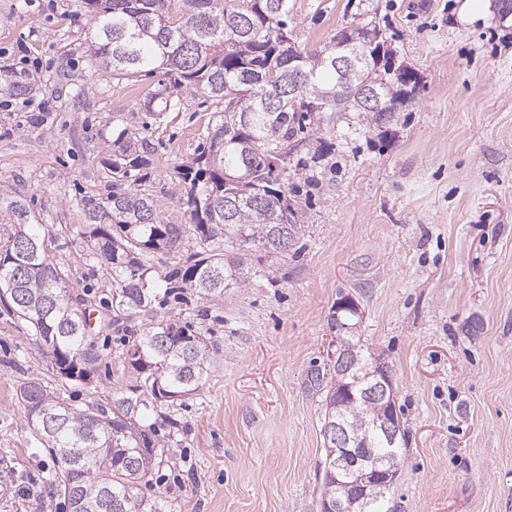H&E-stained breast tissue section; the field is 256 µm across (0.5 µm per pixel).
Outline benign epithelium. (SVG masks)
Wrapping results in <instances>:
<instances>
[{
	"label": "benign epithelium",
	"mask_w": 512,
	"mask_h": 512,
	"mask_svg": "<svg viewBox=\"0 0 512 512\" xmlns=\"http://www.w3.org/2000/svg\"><path fill=\"white\" fill-rule=\"evenodd\" d=\"M356 325L336 319V352L333 361L336 367L337 387L347 397L346 404L354 406L358 398L354 394L355 384L347 382L348 374L359 363L357 346L347 340ZM371 382L362 390L364 404L375 407L374 428L390 446H395L404 437V428L396 412L392 370L381 357L372 358L365 368ZM327 439L331 441L336 459L334 484L336 495L323 502L322 512H364L367 504L383 498L395 485L399 465L395 458L374 457L368 436L348 430L345 422L336 420L326 427Z\"/></svg>",
	"instance_id": "1"
}]
</instances>
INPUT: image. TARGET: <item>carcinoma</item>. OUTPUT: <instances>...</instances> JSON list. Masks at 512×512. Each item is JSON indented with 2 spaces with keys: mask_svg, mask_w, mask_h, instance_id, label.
Segmentation results:
<instances>
[{
  "mask_svg": "<svg viewBox=\"0 0 512 512\" xmlns=\"http://www.w3.org/2000/svg\"><path fill=\"white\" fill-rule=\"evenodd\" d=\"M87 52L94 68L117 78L159 71L162 89L145 103L160 121L179 112L183 96L213 108L206 140L192 160L173 167L185 185L183 224L160 211L145 170L155 149L137 133L113 141L111 190L82 201L88 259L112 277L111 314L103 325L130 334L119 358L134 382L115 389L109 406L70 407L36 378L16 390L28 424L54 451L50 481L70 512H158L142 487L163 462L142 420L158 405L204 385V342L178 319L150 322L157 295L150 254L177 252L194 236L199 250L179 259L168 290L222 300L264 272L256 253L288 257L298 244L300 215L288 196V163L307 126L325 112H365L358 87L371 82L391 121L418 84L413 70L393 66L395 50L366 12L320 48L298 42L290 0H83ZM370 37L346 44L345 31ZM355 68L346 76L336 57ZM22 77L0 76V92L22 95ZM26 199L0 190V224L18 229L0 246V302L23 320L58 376L85 382L102 362L86 309L71 295L69 270L54 263L30 225Z\"/></svg>",
  "mask_w": 512,
  "mask_h": 512,
  "instance_id": "1",
  "label": "carcinoma"
}]
</instances>
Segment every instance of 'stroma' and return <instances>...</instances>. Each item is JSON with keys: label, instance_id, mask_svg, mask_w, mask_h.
Instances as JSON below:
<instances>
[{"label": "stroma", "instance_id": "stroma-1", "mask_svg": "<svg viewBox=\"0 0 512 512\" xmlns=\"http://www.w3.org/2000/svg\"><path fill=\"white\" fill-rule=\"evenodd\" d=\"M463 2L290 0L310 47L357 10L376 13L419 83L386 127L339 112L299 149L288 169L299 256L263 258L270 276L222 301L154 307L202 336L213 361L201 391L171 410L177 445L144 490L162 512H320L326 393L311 375L329 362L346 296L361 310V348L393 373L406 434L398 512H512V16L484 0L466 21ZM87 28L81 0H0V66L35 81L0 94V181L25 196L72 294L97 311L111 278L85 262L79 202L104 194L113 140L130 128L159 142L148 182L179 221L172 167L192 157L210 114L190 96L175 119L148 124L161 76L94 70ZM94 342L105 363L91 381L60 379L0 306V512H70L16 388L37 378L77 408L108 402L122 341L103 326Z\"/></svg>", "mask_w": 512, "mask_h": 512}]
</instances>
